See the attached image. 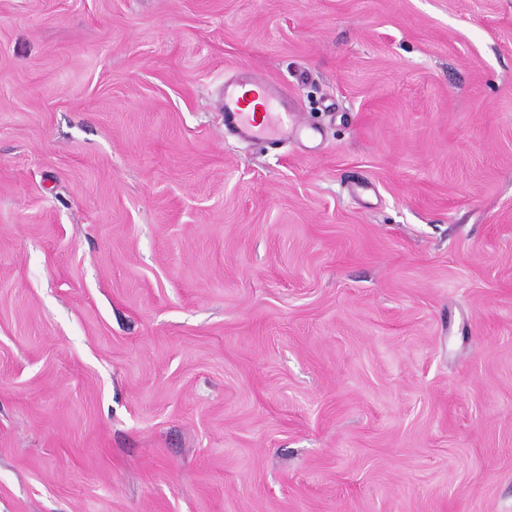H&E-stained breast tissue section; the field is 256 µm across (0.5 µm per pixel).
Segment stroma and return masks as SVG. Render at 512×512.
<instances>
[{"label":"stroma","instance_id":"stroma-1","mask_svg":"<svg viewBox=\"0 0 512 512\" xmlns=\"http://www.w3.org/2000/svg\"><path fill=\"white\" fill-rule=\"evenodd\" d=\"M0 512H512V0H0ZM248 95L263 101L262 118L257 119L255 110L246 111ZM222 108L224 126L244 139L261 136L298 139L302 134L313 130L299 123L288 93L272 86L262 77L257 78L249 73L241 74L232 81H224Z\"/></svg>","mask_w":512,"mask_h":512}]
</instances>
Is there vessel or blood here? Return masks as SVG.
<instances>
[{
    "instance_id": "b4317fda",
    "label": "vessel or blood",
    "mask_w": 512,
    "mask_h": 512,
    "mask_svg": "<svg viewBox=\"0 0 512 512\" xmlns=\"http://www.w3.org/2000/svg\"><path fill=\"white\" fill-rule=\"evenodd\" d=\"M222 107L225 127L245 139L297 138L306 132L287 93L249 73L225 82Z\"/></svg>"
}]
</instances>
